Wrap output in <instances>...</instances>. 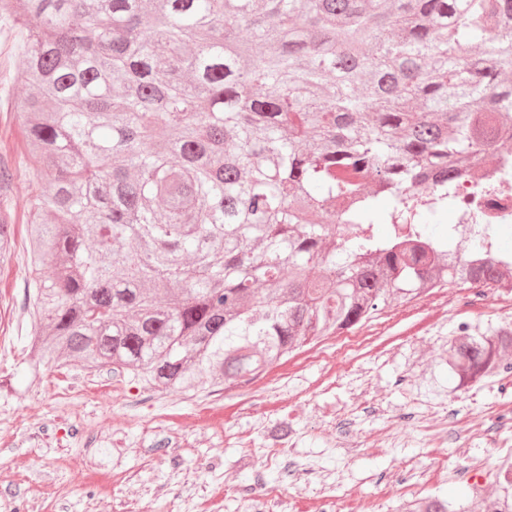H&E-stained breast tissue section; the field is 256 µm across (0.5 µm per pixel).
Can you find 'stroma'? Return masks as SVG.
I'll list each match as a JSON object with an SVG mask.
<instances>
[{"label":"stroma","instance_id":"1","mask_svg":"<svg viewBox=\"0 0 512 512\" xmlns=\"http://www.w3.org/2000/svg\"><path fill=\"white\" fill-rule=\"evenodd\" d=\"M15 30L0 18V158L13 171L0 207L15 216L16 253L0 265V512H247L246 497L288 488L293 462L304 466L306 512H353L357 497L394 512L412 464L451 470L457 458L409 429L407 445L372 454L390 424L382 404L413 413L428 404L450 411V425L492 421L512 401V359L494 377L457 389L445 363L459 288L444 302L425 296L392 304L367 322L366 339L343 333L273 366L261 386L157 391L130 373L78 364L30 374L26 219L35 188L25 163L16 82ZM375 386L358 398L345 386L355 372ZM354 420L367 447L336 445L337 424ZM207 469H200L201 461ZM349 475L357 497L323 489L318 474Z\"/></svg>","mask_w":512,"mask_h":512}]
</instances>
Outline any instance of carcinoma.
Returning a JSON list of instances; mask_svg holds the SVG:
<instances>
[{
    "label": "carcinoma",
    "instance_id": "cac0c4a2",
    "mask_svg": "<svg viewBox=\"0 0 512 512\" xmlns=\"http://www.w3.org/2000/svg\"><path fill=\"white\" fill-rule=\"evenodd\" d=\"M0 17L39 184L32 375L238 387L395 301L499 282L427 227L477 155L512 153V0H0ZM11 223L0 210V264ZM511 352L459 336L448 367L472 386ZM494 500L482 512H512V478Z\"/></svg>",
    "mask_w": 512,
    "mask_h": 512
}]
</instances>
